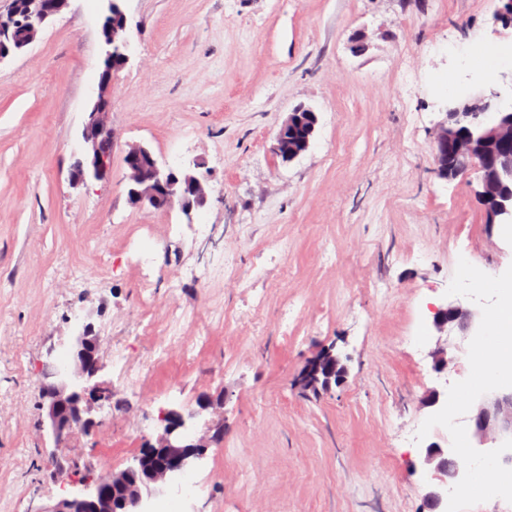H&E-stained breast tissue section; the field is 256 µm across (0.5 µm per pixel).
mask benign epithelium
<instances>
[{
    "label": "benign epithelium",
    "mask_w": 512,
    "mask_h": 512,
    "mask_svg": "<svg viewBox=\"0 0 512 512\" xmlns=\"http://www.w3.org/2000/svg\"><path fill=\"white\" fill-rule=\"evenodd\" d=\"M69 0H8L0 9V62L22 53L42 29L67 6ZM101 18L103 38L99 95L87 112L82 130V150L71 169L73 185L101 181L112 171L113 134L110 124V91L115 74L130 58V40L123 0H106ZM500 93L491 91L473 102L452 108L433 137V153L439 175L451 180L475 168L479 172L478 196L490 224H512V108L497 107ZM318 116L300 107L289 113L272 146L284 163L303 156L314 139ZM128 202L139 209L178 207L187 218L206 209L211 196L206 185L190 169H177L160 161L141 144L130 146L124 156ZM478 312L451 303L436 312L437 329L455 328L462 336L476 333ZM69 361L60 365L48 357L42 368L40 394L42 436L52 445L54 468L48 477L72 487L69 496L42 512H146L145 501L162 493L176 475H185L204 455L208 443L195 436L197 421L216 413L209 398L197 407L173 406L159 416V428L146 441L134 463L119 472L73 479L75 455L82 439L95 438L102 421L91 415V405L112 398V387L97 381L102 346L92 324L82 326L66 342ZM347 366L340 351L331 345L309 357L295 378V387L308 395L328 391L344 382ZM479 445L499 447L512 439V389L482 397L469 417ZM424 470L434 481L425 485L428 512H446L448 486L463 477L465 468L452 448L431 442L420 450Z\"/></svg>",
    "instance_id": "benign-epithelium-1"
}]
</instances>
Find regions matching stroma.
I'll return each instance as SVG.
<instances>
[{
  "label": "stroma",
  "instance_id": "obj_1",
  "mask_svg": "<svg viewBox=\"0 0 512 512\" xmlns=\"http://www.w3.org/2000/svg\"><path fill=\"white\" fill-rule=\"evenodd\" d=\"M500 5L124 0L132 47L112 84V175L77 188L69 169L98 95L104 0H70L0 62V512H39L63 494L44 477L40 370L48 351L65 358L59 340L80 317L102 338L99 378L115 395L93 409L105 424L79 449V475L126 468L159 409L206 396L224 400V429L185 476L193 498L165 495L169 512H422L423 399L470 372L467 340L437 331L434 312L459 259L492 276L512 266V235L488 224L478 171L442 179L432 152L448 108L493 88L512 105V80L458 54L504 44ZM300 106L316 112L317 134L284 164L272 145ZM131 143L176 168L198 163L209 207L189 220L130 206ZM221 254L234 274L201 286L193 269ZM141 255L155 318L193 308L183 335L209 339L196 367L176 351L148 364ZM119 342L147 367L138 384L112 364ZM331 345L349 358L346 383L302 397L296 374ZM111 446L126 454L108 467Z\"/></svg>",
  "mask_w": 512,
  "mask_h": 512
}]
</instances>
